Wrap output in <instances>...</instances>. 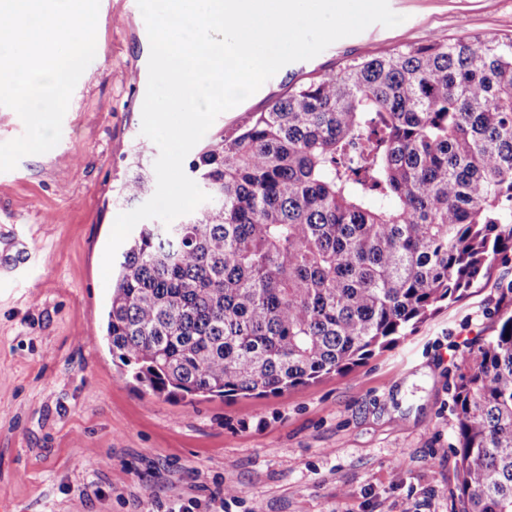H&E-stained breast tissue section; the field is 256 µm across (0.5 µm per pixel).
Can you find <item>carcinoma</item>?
<instances>
[{"label": "carcinoma", "mask_w": 512, "mask_h": 512, "mask_svg": "<svg viewBox=\"0 0 512 512\" xmlns=\"http://www.w3.org/2000/svg\"><path fill=\"white\" fill-rule=\"evenodd\" d=\"M210 196L142 224L112 280V360L191 404L275 395L396 346L512 253V37L345 61L210 138ZM152 192L138 171L127 200ZM456 365L459 512H512V282Z\"/></svg>", "instance_id": "cac0c4a2"}]
</instances>
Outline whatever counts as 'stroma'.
I'll list each match as a JSON object with an SVG mask.
<instances>
[{
	"mask_svg": "<svg viewBox=\"0 0 512 512\" xmlns=\"http://www.w3.org/2000/svg\"><path fill=\"white\" fill-rule=\"evenodd\" d=\"M374 24L282 67L222 113L228 131L347 59L432 37L512 35V0H389ZM150 44L137 0H100L96 55L59 143L0 172V234L28 260L0 277V512H168L224 498V512H458L452 387L461 354L493 336L498 265L395 347L276 395L187 405L147 393L97 334L104 250L141 133ZM240 488L239 501L225 499Z\"/></svg>",
	"mask_w": 512,
	"mask_h": 512,
	"instance_id": "35a3bbf8",
	"label": "stroma"
}]
</instances>
